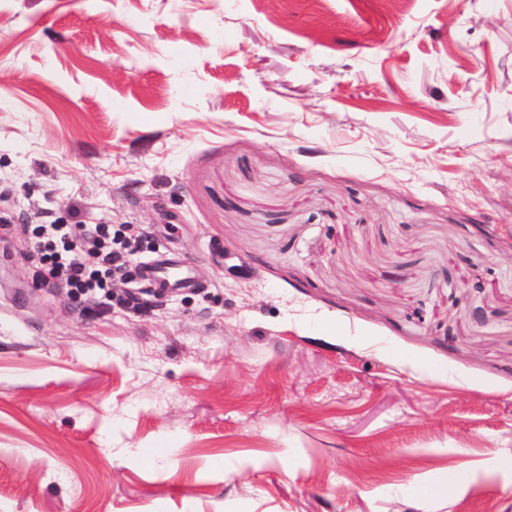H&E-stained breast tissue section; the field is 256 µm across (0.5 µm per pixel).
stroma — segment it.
<instances>
[{"label":"stroma","mask_w":512,"mask_h":512,"mask_svg":"<svg viewBox=\"0 0 512 512\" xmlns=\"http://www.w3.org/2000/svg\"><path fill=\"white\" fill-rule=\"evenodd\" d=\"M45 221L195 285L70 294ZM510 456L512 0H0V512H512Z\"/></svg>","instance_id":"obj_1"}]
</instances>
